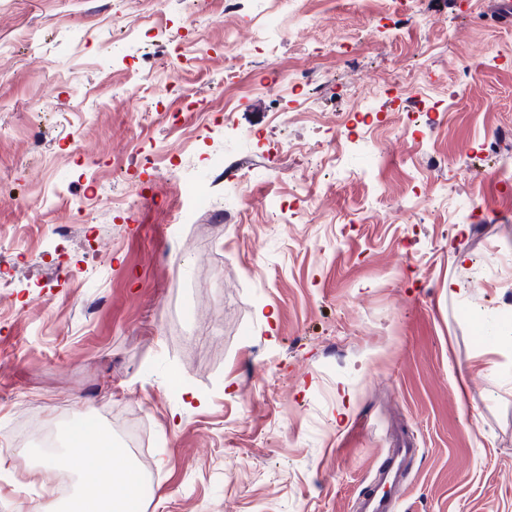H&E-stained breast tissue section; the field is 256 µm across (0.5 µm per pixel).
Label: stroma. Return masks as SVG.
Returning a JSON list of instances; mask_svg holds the SVG:
<instances>
[{
  "instance_id": "obj_1",
  "label": "stroma",
  "mask_w": 512,
  "mask_h": 512,
  "mask_svg": "<svg viewBox=\"0 0 512 512\" xmlns=\"http://www.w3.org/2000/svg\"><path fill=\"white\" fill-rule=\"evenodd\" d=\"M510 168L489 0H0V512L78 421L133 512H351L401 439L398 512H512Z\"/></svg>"
}]
</instances>
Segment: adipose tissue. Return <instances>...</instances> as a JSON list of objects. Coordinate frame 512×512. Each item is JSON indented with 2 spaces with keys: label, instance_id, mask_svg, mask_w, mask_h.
Masks as SVG:
<instances>
[{
  "label": "adipose tissue",
  "instance_id": "adipose-tissue-1",
  "mask_svg": "<svg viewBox=\"0 0 512 512\" xmlns=\"http://www.w3.org/2000/svg\"><path fill=\"white\" fill-rule=\"evenodd\" d=\"M77 478L68 501L38 507L37 512H129L140 489V475L123 448L102 429L74 425L66 450Z\"/></svg>",
  "mask_w": 512,
  "mask_h": 512
}]
</instances>
